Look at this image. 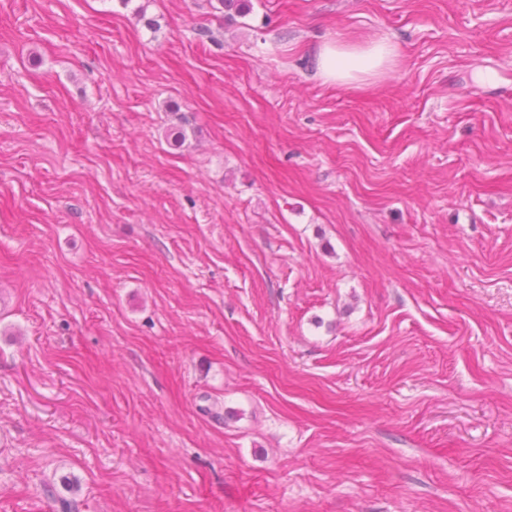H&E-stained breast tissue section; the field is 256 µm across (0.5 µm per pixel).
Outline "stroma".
<instances>
[{
  "label": "stroma",
  "mask_w": 512,
  "mask_h": 512,
  "mask_svg": "<svg viewBox=\"0 0 512 512\" xmlns=\"http://www.w3.org/2000/svg\"><path fill=\"white\" fill-rule=\"evenodd\" d=\"M66 502L512 512V0H0V512ZM396 58L395 48L387 38L372 41L365 47L328 42L317 54L321 76L338 85L379 76L395 64Z\"/></svg>",
  "instance_id": "35a3bbf8"
}]
</instances>
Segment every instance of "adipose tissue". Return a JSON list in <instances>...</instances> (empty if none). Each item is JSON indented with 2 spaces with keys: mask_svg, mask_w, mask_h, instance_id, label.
Returning a JSON list of instances; mask_svg holds the SVG:
<instances>
[{
  "mask_svg": "<svg viewBox=\"0 0 512 512\" xmlns=\"http://www.w3.org/2000/svg\"><path fill=\"white\" fill-rule=\"evenodd\" d=\"M396 52L389 39L372 41L367 46L328 42L318 51V68L329 82L346 85L382 74L396 62Z\"/></svg>",
  "mask_w": 512,
  "mask_h": 512,
  "instance_id": "obj_1",
  "label": "adipose tissue"
}]
</instances>
